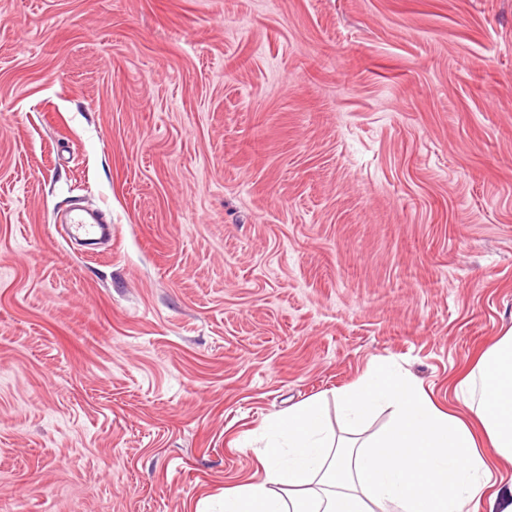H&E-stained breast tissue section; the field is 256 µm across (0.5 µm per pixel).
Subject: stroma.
<instances>
[{"label":"stroma","mask_w":512,"mask_h":512,"mask_svg":"<svg viewBox=\"0 0 512 512\" xmlns=\"http://www.w3.org/2000/svg\"><path fill=\"white\" fill-rule=\"evenodd\" d=\"M511 329L512 0H0V512H218ZM69 234L74 239H108L112 235L111 224H88L83 216L77 212L72 218Z\"/></svg>","instance_id":"35a3bbf8"}]
</instances>
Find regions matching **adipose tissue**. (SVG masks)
Here are the masks:
<instances>
[{
    "label": "adipose tissue",
    "instance_id": "1",
    "mask_svg": "<svg viewBox=\"0 0 512 512\" xmlns=\"http://www.w3.org/2000/svg\"><path fill=\"white\" fill-rule=\"evenodd\" d=\"M467 417L444 411L401 370L380 363L334 391L350 431L388 412L363 441L336 436L311 400L276 416L259 457L263 478L224 490L220 512H470L512 473V330L452 386ZM498 507V506H497Z\"/></svg>",
    "mask_w": 512,
    "mask_h": 512
}]
</instances>
